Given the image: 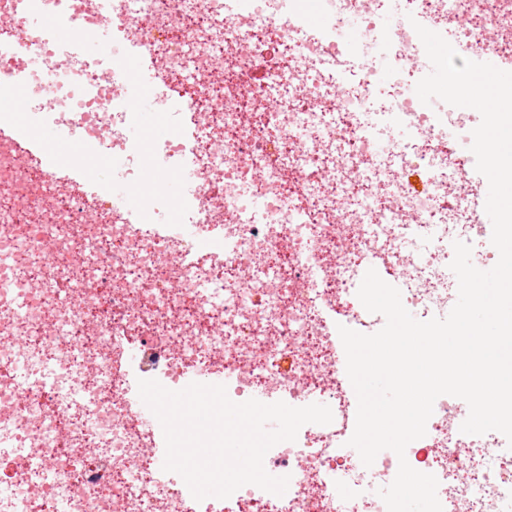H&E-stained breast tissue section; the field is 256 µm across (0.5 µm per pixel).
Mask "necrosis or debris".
Here are the masks:
<instances>
[{
    "instance_id": "4bbe7bcc",
    "label": "necrosis or debris",
    "mask_w": 512,
    "mask_h": 512,
    "mask_svg": "<svg viewBox=\"0 0 512 512\" xmlns=\"http://www.w3.org/2000/svg\"><path fill=\"white\" fill-rule=\"evenodd\" d=\"M316 2L317 30L299 0H113V44L145 52L178 93L181 136L154 156L191 170L180 196L116 205L104 181L52 192L45 168L0 142V512H387L378 491L398 458L385 450L367 467L347 445L357 399L336 325L384 326L357 297L372 260L418 320L455 305L453 244L492 227L470 202L474 156L446 148L468 114L404 91L429 72L411 21L512 57V0ZM395 5L406 20L389 30ZM352 20L360 37L337 41ZM29 56L44 62L33 126L84 139L136 181L142 153L123 134L136 115L123 86L104 87L108 57L29 29L21 0H0V82ZM174 208L194 239L152 222ZM201 372L237 403L331 408L330 424L267 453L290 477L284 495L246 485L199 502L163 470L148 446L160 423L137 425V382L180 390ZM463 405L439 397L406 459L436 476L443 512H512V445L462 433Z\"/></svg>"
}]
</instances>
